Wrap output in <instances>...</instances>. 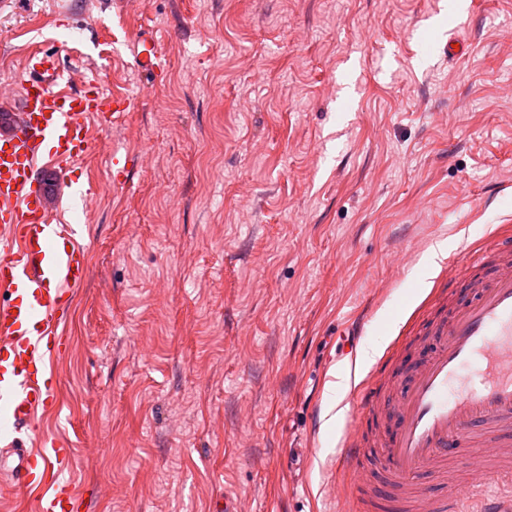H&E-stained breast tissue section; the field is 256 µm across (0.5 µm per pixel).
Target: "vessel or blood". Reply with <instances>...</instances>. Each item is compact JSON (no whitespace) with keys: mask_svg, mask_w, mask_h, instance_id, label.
Masks as SVG:
<instances>
[{"mask_svg":"<svg viewBox=\"0 0 512 512\" xmlns=\"http://www.w3.org/2000/svg\"><path fill=\"white\" fill-rule=\"evenodd\" d=\"M46 55L33 54L21 81L16 121L0 134V449L13 466L0 482L34 494L36 512H73L75 496L61 477L64 440L24 439L23 428L56 400L54 365L63 354L76 288L89 277L82 227L54 217L39 170L65 176L88 147L87 122L105 104L96 88L76 94L61 85ZM454 309L406 362L407 378L381 398L393 362L380 358L351 394L361 412L384 414V485L368 498L373 512L404 502L409 512H512V235L497 232L491 248H471L438 274ZM366 443L349 433L336 468L362 480ZM461 484L442 497L426 494V478Z\"/></svg>","mask_w":512,"mask_h":512,"instance_id":"obj_1","label":"vessel or blood"}]
</instances>
